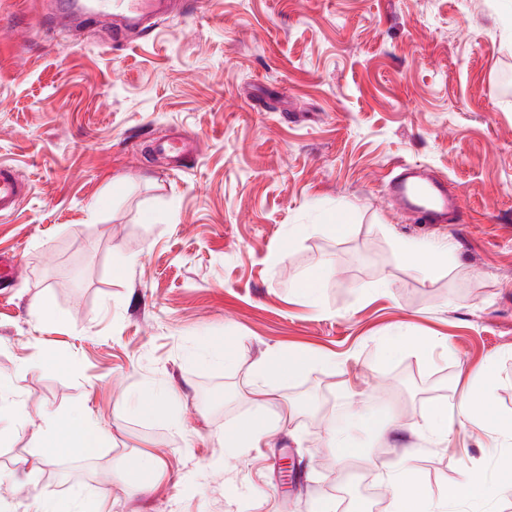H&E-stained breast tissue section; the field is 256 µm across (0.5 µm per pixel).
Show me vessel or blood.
<instances>
[{"label":"vessel or blood","mask_w":512,"mask_h":512,"mask_svg":"<svg viewBox=\"0 0 512 512\" xmlns=\"http://www.w3.org/2000/svg\"><path fill=\"white\" fill-rule=\"evenodd\" d=\"M102 0H58L54 11L45 12L44 26H51L61 19L72 18L81 26L90 27L101 20L115 18L114 34L117 38L152 28L156 21L168 15L173 0H115L112 12L101 8ZM396 176L383 184L387 197L399 200L402 210L410 215H423L429 223H462L463 215L456 192L439 177L421 173L417 165L396 163ZM25 185L14 167L0 164V216L13 214L24 194Z\"/></svg>","instance_id":"vessel-or-blood-1"}]
</instances>
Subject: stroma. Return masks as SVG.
I'll return each mask as SVG.
<instances>
[{
  "mask_svg": "<svg viewBox=\"0 0 512 512\" xmlns=\"http://www.w3.org/2000/svg\"><path fill=\"white\" fill-rule=\"evenodd\" d=\"M511 20L512 0H189L116 44L111 26L40 31L36 0H0V163L28 184L0 220V255L19 267L0 296V380L20 416L0 432V512L56 497L339 512L342 474L407 450L415 494L512 512V442L488 450L465 422L442 443L409 429L487 370L491 416L512 419ZM181 136L195 150L179 164L159 145ZM397 161L459 187L465 223H409L381 193ZM294 224L312 230L293 238ZM398 236L451 243L449 270L423 280ZM326 263L317 314L294 286ZM383 279L388 294L370 296ZM398 333L448 347L386 355ZM273 351L338 361L271 381L293 421L225 452ZM164 388L170 421L144 409ZM54 413L96 422L106 446L41 447L32 434ZM332 415L352 452L327 447Z\"/></svg>",
  "mask_w": 512,
  "mask_h": 512,
  "instance_id": "obj_1",
  "label": "stroma"
}]
</instances>
